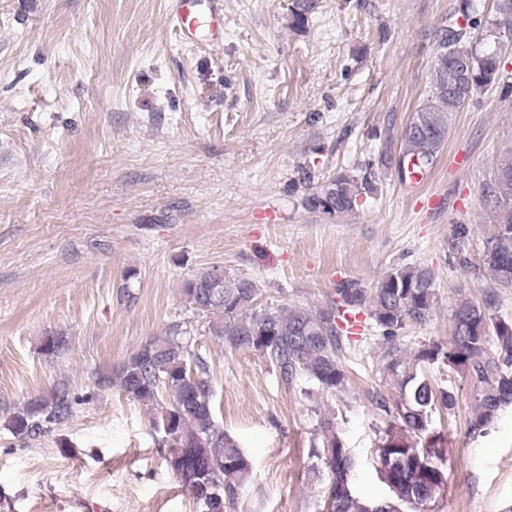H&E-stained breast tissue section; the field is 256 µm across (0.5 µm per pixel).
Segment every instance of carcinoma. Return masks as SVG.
<instances>
[{"instance_id":"1","label":"carcinoma","mask_w":512,"mask_h":512,"mask_svg":"<svg viewBox=\"0 0 512 512\" xmlns=\"http://www.w3.org/2000/svg\"><path fill=\"white\" fill-rule=\"evenodd\" d=\"M315 14L306 0H291V26L301 29ZM481 25L474 0H460L455 22L437 34V47L428 96L418 105L401 133L398 158L383 154L379 164L402 172L409 163L430 169L448 142L450 116L476 93L495 85L500 77L497 51H480L470 44L467 30ZM368 177L346 173L327 178L306 198L311 210L342 215L355 209ZM487 201L495 212L494 231L484 241V275L502 288H512V155L503 160ZM186 302L195 312L209 317V333L234 351H255L279 372L285 383L300 375L314 380L324 390L344 387L346 374L340 354L348 330L340 313L364 310L373 328L380 330L384 368L397 377L403 396L395 412V428L379 448V469L391 497L369 502L358 497L349 480L354 468L350 451L336 438L334 422L320 420L327 441L311 455L320 460L330 477L325 512H428L430 504L447 486L442 469L439 436H429L432 415L455 408L451 387L434 384L418 374L425 363L443 364L466 375L476 393V410L469 420L472 434H484L512 406V324L491 317L487 305L461 299L452 310L448 346L429 343L409 359L399 348L398 331L409 324H423L437 298L435 275L425 265L403 266L387 273L378 285L366 291L354 283L338 288L341 306L330 309L282 305L257 311L260 294L248 277L216 270L195 273L185 284ZM182 325L169 327L167 336L141 345L116 370V378L102 375L98 384L117 382L124 394L147 407L153 425L168 448L166 461L182 487L202 507L201 512H227L238 498L251 465L239 444L215 421L213 385L208 361L190 349ZM499 357L491 356L490 341ZM40 350L59 358L68 350L67 337L50 333ZM78 400L68 386L59 385L47 397L39 396L9 418L8 430L18 439H33L67 423ZM426 437L425 446L408 445L394 430Z\"/></svg>"}]
</instances>
